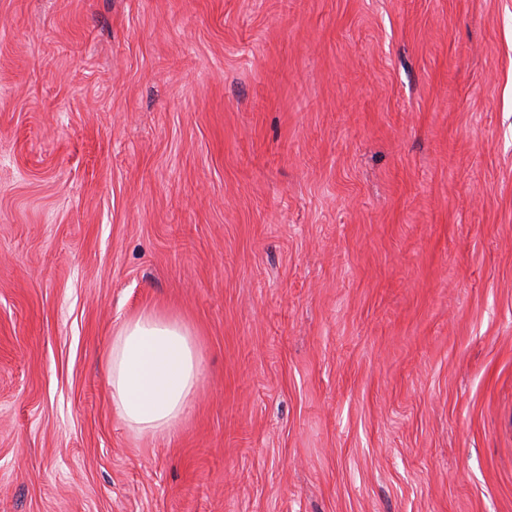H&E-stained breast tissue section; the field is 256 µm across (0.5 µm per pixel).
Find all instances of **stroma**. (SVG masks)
Returning a JSON list of instances; mask_svg holds the SVG:
<instances>
[{
    "label": "stroma",
    "instance_id": "1",
    "mask_svg": "<svg viewBox=\"0 0 512 512\" xmlns=\"http://www.w3.org/2000/svg\"><path fill=\"white\" fill-rule=\"evenodd\" d=\"M0 512H512V0H0ZM193 336L177 319L143 312L112 338L107 361L112 409L130 429L166 435L184 420L203 372Z\"/></svg>",
    "mask_w": 512,
    "mask_h": 512
}]
</instances>
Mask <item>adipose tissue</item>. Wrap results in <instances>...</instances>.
Instances as JSON below:
<instances>
[{"mask_svg":"<svg viewBox=\"0 0 512 512\" xmlns=\"http://www.w3.org/2000/svg\"><path fill=\"white\" fill-rule=\"evenodd\" d=\"M112 408L141 434L173 433L201 383L203 362L190 328L157 312L129 320L112 339L107 361Z\"/></svg>","mask_w":512,"mask_h":512,"instance_id":"obj_1","label":"adipose tissue"}]
</instances>
